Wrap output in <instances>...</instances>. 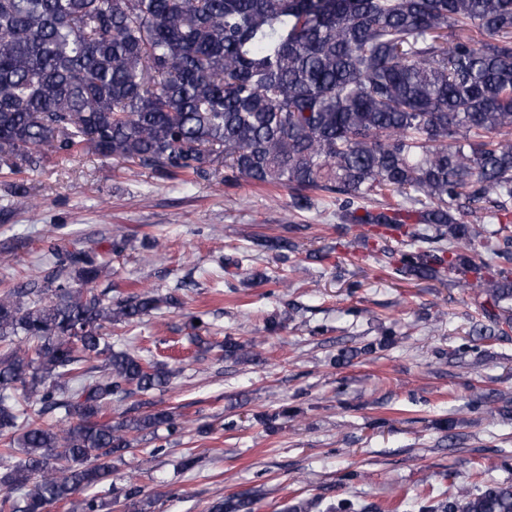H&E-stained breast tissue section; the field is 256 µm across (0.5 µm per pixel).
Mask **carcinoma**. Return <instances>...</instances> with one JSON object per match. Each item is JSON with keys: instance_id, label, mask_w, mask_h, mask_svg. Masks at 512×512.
Returning a JSON list of instances; mask_svg holds the SVG:
<instances>
[{"instance_id": "cac0c4a2", "label": "carcinoma", "mask_w": 512, "mask_h": 512, "mask_svg": "<svg viewBox=\"0 0 512 512\" xmlns=\"http://www.w3.org/2000/svg\"><path fill=\"white\" fill-rule=\"evenodd\" d=\"M74 153L167 178L222 164L223 181L284 187L299 212L321 193L374 228L371 253L395 274L469 289L476 333L512 332V0H0V167ZM388 193L402 201L368 206ZM49 252L40 279L0 291V512H102L75 496L129 434L177 430L158 408L112 423V405L174 375L115 348L112 325L178 299L114 301L92 287L99 254ZM259 346L228 337L224 357L252 362ZM123 497L153 506L134 483ZM419 512H512V484Z\"/></svg>"}]
</instances>
